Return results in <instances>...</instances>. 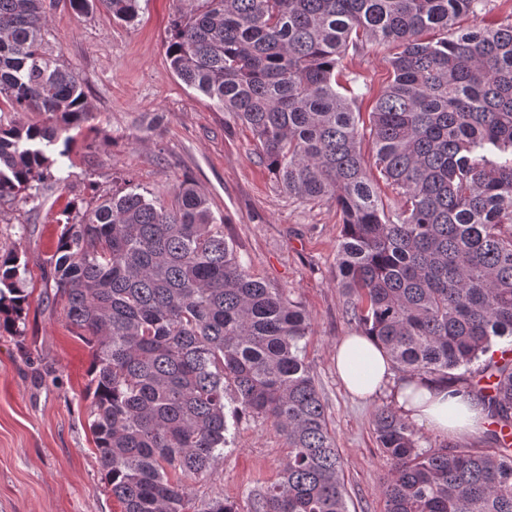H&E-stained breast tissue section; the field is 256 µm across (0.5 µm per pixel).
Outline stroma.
<instances>
[{"label":"stroma","instance_id":"obj_1","mask_svg":"<svg viewBox=\"0 0 512 512\" xmlns=\"http://www.w3.org/2000/svg\"><path fill=\"white\" fill-rule=\"evenodd\" d=\"M178 8V0H143L129 24L100 6L75 14L69 0H54L49 10L48 45L75 69L91 117L74 133L68 180L38 209L0 199V254L20 250L29 292L17 334L0 335V512H120L89 427L92 350L64 322L47 259L71 205L131 186L170 205L186 179L223 219L250 272L309 314L305 359L327 405L349 512H384L389 465L373 418L389 399L354 400L336 377V346L356 330L336 286L341 213L329 198H288L258 157L252 132L171 71L166 45ZM396 51L369 42L345 56L344 72L358 78L355 111L371 112ZM285 455L271 421L239 422L213 474L193 484L194 503L245 501L253 487L278 479Z\"/></svg>","mask_w":512,"mask_h":512}]
</instances>
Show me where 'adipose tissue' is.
I'll return each mask as SVG.
<instances>
[{
    "label": "adipose tissue",
    "instance_id": "ef3b65f1",
    "mask_svg": "<svg viewBox=\"0 0 512 512\" xmlns=\"http://www.w3.org/2000/svg\"><path fill=\"white\" fill-rule=\"evenodd\" d=\"M335 362L336 374L350 394L363 400L390 395L409 423L439 439L478 440L489 429L487 413L476 398L442 382L395 380L387 354L370 337L353 333L342 338Z\"/></svg>",
    "mask_w": 512,
    "mask_h": 512
}]
</instances>
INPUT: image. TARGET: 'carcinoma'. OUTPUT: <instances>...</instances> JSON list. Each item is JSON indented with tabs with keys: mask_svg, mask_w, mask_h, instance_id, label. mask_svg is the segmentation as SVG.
Returning <instances> with one entry per match:
<instances>
[{
	"mask_svg": "<svg viewBox=\"0 0 512 512\" xmlns=\"http://www.w3.org/2000/svg\"><path fill=\"white\" fill-rule=\"evenodd\" d=\"M185 2L170 69L251 129L288 197L335 199L350 320L395 369L463 387L498 426L490 450H423L394 408H378L385 512H512V445L499 436L512 426V24L455 30L484 0ZM96 3L114 20L138 16L139 0H70L78 14ZM47 23L46 0H0V99L45 115L0 117V199L22 193L35 208L66 181L54 173L65 133L89 116ZM374 41L401 48L369 113L375 165L401 198L390 213L364 166L357 79L336 73ZM176 197L169 208L131 187L75 206L48 259L67 325L93 347L90 429L112 496L121 512H188L189 482L212 473L248 416L284 439L279 479L244 511L215 498L198 512H349L301 346L308 316L250 273L194 182ZM22 267L18 250L0 255V332L28 306Z\"/></svg>",
	"mask_w": 512,
	"mask_h": 512,
	"instance_id": "1",
	"label": "carcinoma"
}]
</instances>
